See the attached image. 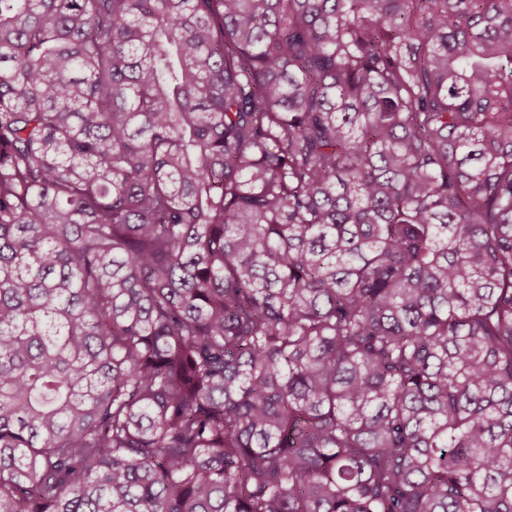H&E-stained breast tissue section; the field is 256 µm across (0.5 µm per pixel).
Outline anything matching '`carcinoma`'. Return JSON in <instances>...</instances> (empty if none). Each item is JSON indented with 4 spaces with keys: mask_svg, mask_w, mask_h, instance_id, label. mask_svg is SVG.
Returning <instances> with one entry per match:
<instances>
[{
    "mask_svg": "<svg viewBox=\"0 0 512 512\" xmlns=\"http://www.w3.org/2000/svg\"><path fill=\"white\" fill-rule=\"evenodd\" d=\"M0 512H512V0H0Z\"/></svg>",
    "mask_w": 512,
    "mask_h": 512,
    "instance_id": "carcinoma-1",
    "label": "carcinoma"
}]
</instances>
